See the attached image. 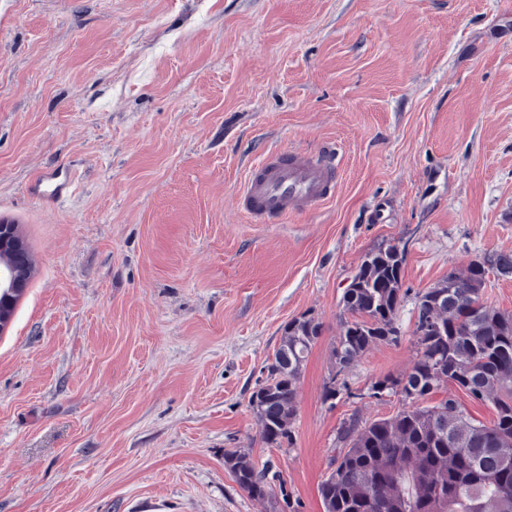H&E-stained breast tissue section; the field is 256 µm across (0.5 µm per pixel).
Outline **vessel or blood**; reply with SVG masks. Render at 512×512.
Masks as SVG:
<instances>
[{
    "label": "vessel or blood",
    "mask_w": 512,
    "mask_h": 512,
    "mask_svg": "<svg viewBox=\"0 0 512 512\" xmlns=\"http://www.w3.org/2000/svg\"><path fill=\"white\" fill-rule=\"evenodd\" d=\"M333 151L294 153L271 150L253 164L236 195L238 211L256 224H279L288 216L329 202L338 184ZM74 185L71 172L59 167L39 173L32 186L38 200L62 201Z\"/></svg>",
    "instance_id": "vessel-or-blood-1"
}]
</instances>
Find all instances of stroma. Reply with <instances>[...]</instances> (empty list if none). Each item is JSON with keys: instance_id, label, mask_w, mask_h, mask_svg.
<instances>
[{"instance_id": "stroma-1", "label": "stroma", "mask_w": 512, "mask_h": 512, "mask_svg": "<svg viewBox=\"0 0 512 512\" xmlns=\"http://www.w3.org/2000/svg\"><path fill=\"white\" fill-rule=\"evenodd\" d=\"M326 147L334 199L242 219L251 164ZM60 163L75 194L30 200ZM1 216L34 274L0 332V512H323L342 424L408 406L370 387L410 367L417 296L512 253V0H0ZM388 245L401 336L335 374L343 292ZM305 315L270 446L249 400ZM231 448L285 495L243 491Z\"/></svg>"}]
</instances>
